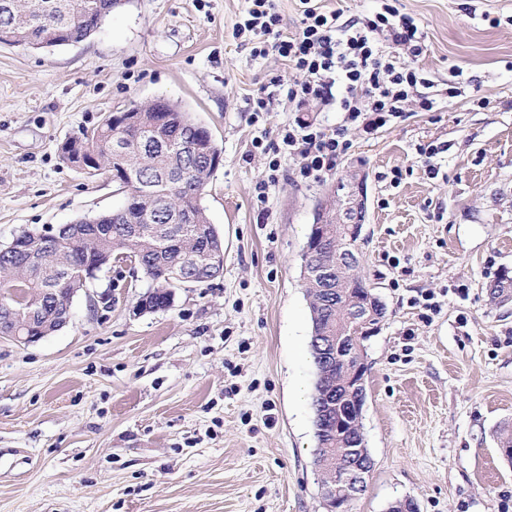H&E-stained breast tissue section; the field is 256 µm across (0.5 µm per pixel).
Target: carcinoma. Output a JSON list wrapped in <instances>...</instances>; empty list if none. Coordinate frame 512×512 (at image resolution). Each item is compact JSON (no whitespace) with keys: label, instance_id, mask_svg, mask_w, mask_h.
I'll return each mask as SVG.
<instances>
[{"label":"carcinoma","instance_id":"cac0c4a2","mask_svg":"<svg viewBox=\"0 0 512 512\" xmlns=\"http://www.w3.org/2000/svg\"><path fill=\"white\" fill-rule=\"evenodd\" d=\"M116 0H0V30L23 20L33 48L45 34L52 35L49 46L78 43L88 38L112 12ZM134 113L112 123V117L92 131L71 139V147L62 151L63 159L84 164L89 174L122 165L119 186L125 204L112 212L81 218L69 224L64 233L43 246L42 236L27 235L25 248L5 251L0 248V323L8 321L17 286L25 287L27 299L41 300L44 312L39 323L53 311L65 309L74 295L85 287L81 268L92 272L106 268L112 261L136 263L151 280L153 288L138 302L142 312H155L171 305L172 290L182 281L176 275L196 276L197 282L223 271L212 266L211 258L224 253V239L210 224L201 203L202 194L214 169L197 145L220 152L210 132L188 113L170 102L163 112H149L145 104H133ZM125 149L122 161H113L112 144ZM321 215L313 214L310 235L301 260L308 264H326L336 252V238L321 235ZM331 278L342 282L349 297L385 313L382 301L358 275L336 273ZM310 299L312 328L336 338V326L343 323L342 308L324 302L322 284L304 279ZM315 368L311 406L325 411L327 424L315 430L319 459H339L336 447V390L348 399L353 388L350 366L336 360L333 353L323 359L321 350L309 343Z\"/></svg>","mask_w":512,"mask_h":512}]
</instances>
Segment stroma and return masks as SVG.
Here are the masks:
<instances>
[{"mask_svg": "<svg viewBox=\"0 0 512 512\" xmlns=\"http://www.w3.org/2000/svg\"><path fill=\"white\" fill-rule=\"evenodd\" d=\"M245 0H123L79 43L0 44V247L120 208L111 176L63 160L66 139L164 97L204 125L223 161L203 194L224 273L138 312L152 283L98 272L67 326L24 345L0 335V512H326L313 466L311 321L301 252L316 201L366 178L360 276L385 305L366 343L363 432L374 465L353 512H512V0H399L425 31L419 67L459 96L365 136L334 172L289 161L257 185L288 122L341 116L248 101L288 74L233 35ZM447 144L428 179L420 143ZM401 169L398 187L381 176Z\"/></svg>", "mask_w": 512, "mask_h": 512, "instance_id": "35a3bbf8", "label": "stroma"}]
</instances>
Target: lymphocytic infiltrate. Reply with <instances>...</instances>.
Wrapping results in <instances>:
<instances>
[{"label":"lymphocytic infiltrate","instance_id":"obj_1","mask_svg":"<svg viewBox=\"0 0 512 512\" xmlns=\"http://www.w3.org/2000/svg\"><path fill=\"white\" fill-rule=\"evenodd\" d=\"M298 2V25L286 35L274 0H246L236 36L252 43L254 57L277 55L292 71L272 79L273 95H257L249 106L259 115L274 95L298 109L317 101L340 112L342 120L333 128L315 122L283 124L280 144L267 162L269 174L258 185L262 199L287 159L298 162L302 178L319 180L349 150V128L372 135L403 120L409 109L434 112L439 106V94L416 65L424 34L397 0H376L372 13L347 20L325 10L320 0Z\"/></svg>","mask_w":512,"mask_h":512}]
</instances>
